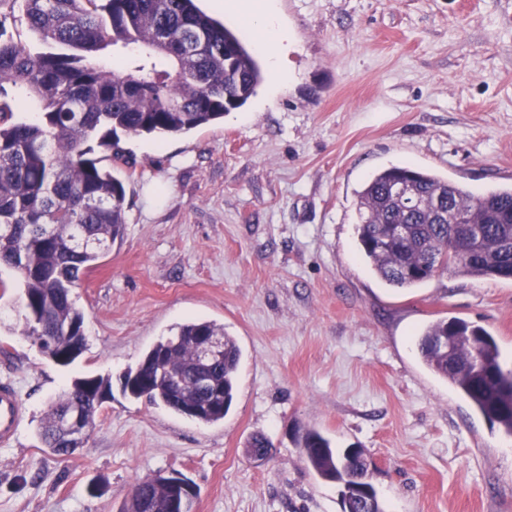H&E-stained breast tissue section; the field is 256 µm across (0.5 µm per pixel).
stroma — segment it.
I'll use <instances>...</instances> for the list:
<instances>
[{
	"mask_svg": "<svg viewBox=\"0 0 512 512\" xmlns=\"http://www.w3.org/2000/svg\"><path fill=\"white\" fill-rule=\"evenodd\" d=\"M287 79L186 134L121 136L126 233L71 298L87 348L71 365L23 333L0 268V379L26 417L0 445V512H121L156 472L188 478L192 512H342L340 485L296 446L314 429L364 451L386 512H512V437L422 362L414 334L458 318L512 370V280L446 271L391 287L357 247L356 193L411 166L474 193L512 186V0H275ZM223 325L242 351L234 403L204 425L124 395L120 378L171 328ZM112 397L87 445L38 433L75 377ZM255 434L263 462L244 453Z\"/></svg>",
	"mask_w": 512,
	"mask_h": 512,
	"instance_id": "obj_1",
	"label": "stroma"
}]
</instances>
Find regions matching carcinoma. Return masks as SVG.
<instances>
[{
  "label": "carcinoma",
  "mask_w": 512,
  "mask_h": 512,
  "mask_svg": "<svg viewBox=\"0 0 512 512\" xmlns=\"http://www.w3.org/2000/svg\"><path fill=\"white\" fill-rule=\"evenodd\" d=\"M20 9L35 42L9 33L6 21ZM106 52L124 56L114 70L97 61ZM254 51L239 31L212 17L196 0H0V265L24 287L25 334L52 361L62 350L43 338L83 334L85 315L72 302L81 275L126 229L124 180L93 158L88 146L112 149L119 135L189 133L244 106L264 82ZM20 89L42 105L33 122L13 119L8 90ZM401 192L394 193V188ZM361 219L357 241L373 273L398 288H416L440 270L503 279L512 272V187L475 194L423 169L392 166L356 192ZM465 212L475 233L467 237L437 214L436 202ZM403 224L404 236L391 234ZM479 253L462 255L469 238ZM202 335L222 338L223 358L204 367L196 354ZM423 364L512 436V372H504L494 336L460 319H438L416 336ZM241 350L224 326L192 320L176 327L126 373L123 392L145 398L200 423L224 420L235 396ZM212 381L207 391L195 374ZM73 379L42 419L39 439L54 456L71 454L90 434L65 427L79 411L95 423L98 407ZM271 442L251 437L249 456L266 455ZM308 466L343 486V512H385L365 481L360 448L340 451L318 431L298 437ZM173 478L160 472L131 495L149 512H190L192 498L170 507Z\"/></svg>",
  "instance_id": "cac0c4a2"
}]
</instances>
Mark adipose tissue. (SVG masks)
<instances>
[{
  "label": "adipose tissue",
  "mask_w": 512,
  "mask_h": 512,
  "mask_svg": "<svg viewBox=\"0 0 512 512\" xmlns=\"http://www.w3.org/2000/svg\"><path fill=\"white\" fill-rule=\"evenodd\" d=\"M232 10L251 23L257 34L259 52L265 57L273 77L281 78L286 36L277 23L272 0H233Z\"/></svg>",
  "instance_id": "adipose-tissue-1"
}]
</instances>
